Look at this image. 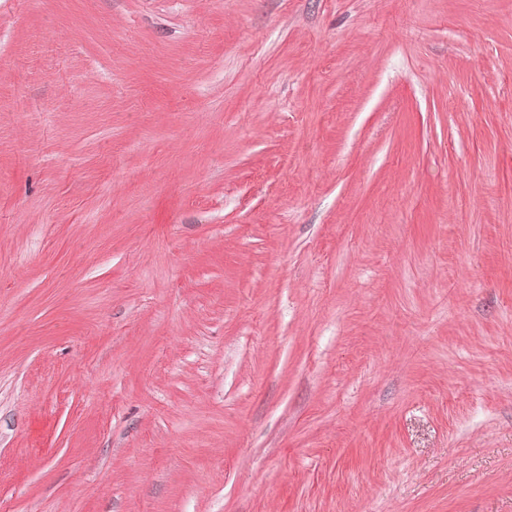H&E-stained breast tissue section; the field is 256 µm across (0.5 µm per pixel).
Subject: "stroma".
I'll use <instances>...</instances> for the list:
<instances>
[{"mask_svg": "<svg viewBox=\"0 0 512 512\" xmlns=\"http://www.w3.org/2000/svg\"><path fill=\"white\" fill-rule=\"evenodd\" d=\"M512 0H0V512H512Z\"/></svg>", "mask_w": 512, "mask_h": 512, "instance_id": "1", "label": "stroma"}]
</instances>
